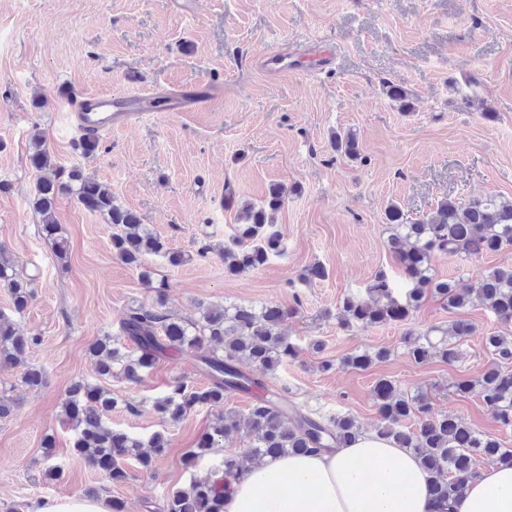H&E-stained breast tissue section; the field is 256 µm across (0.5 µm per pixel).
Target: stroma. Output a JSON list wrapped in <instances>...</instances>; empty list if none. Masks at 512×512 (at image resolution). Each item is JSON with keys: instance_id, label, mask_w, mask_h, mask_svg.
I'll use <instances>...</instances> for the list:
<instances>
[{"instance_id": "1", "label": "stroma", "mask_w": 512, "mask_h": 512, "mask_svg": "<svg viewBox=\"0 0 512 512\" xmlns=\"http://www.w3.org/2000/svg\"><path fill=\"white\" fill-rule=\"evenodd\" d=\"M317 45L331 57L311 74H272L259 64L283 49L302 59ZM469 76L482 84L484 110L464 101ZM198 83L221 91L192 112L143 113L133 126L101 135L94 156L75 150L81 133L68 118L69 94L158 96ZM389 84L412 93L411 112L397 110L385 94ZM37 94L48 99L40 109L32 105ZM35 129L55 168L79 169L106 186L188 262L173 267L149 256L142 268L125 265L112 253L104 218L68 194L55 206L68 248L58 258L29 203L39 177L29 162ZM348 130L359 141L355 161L330 145L332 133ZM273 184L287 190L278 215L284 254L259 270L225 273L221 250L236 211L222 200L231 193L256 202ZM489 195L512 199V0H0V246L34 278L21 315L0 286V314L39 339L0 370V394L16 406L0 422V512L75 496L162 512L172 492L214 478L223 454L245 451L237 439L185 468L218 410L197 407L178 423L162 422L152 402L175 381L208 383L192 361L163 357L142 382L107 383L139 404L133 414L115 409L113 426L144 439L167 435L154 469L108 486L73 452L62 402L71 383L96 379L89 346L119 334L127 309L153 302L161 281L169 285L167 310L184 319H197L204 304L296 305L282 331L299 355L264 382L287 389L306 410L347 414L374 431L373 386L383 377L512 448V429L500 427L478 394L453 391L456 380L478 379L493 363L485 336L512 339V324L478 304L448 310L436 297L401 323L349 330L339 323L344 298L363 295L377 271L401 277L387 245L389 205L417 221L443 199L465 205ZM205 243L211 250L202 258ZM315 263L326 277L301 281ZM499 266L512 267V246L436 255L432 273L475 289ZM459 320L476 332L460 341L454 364L409 358L408 333ZM381 347L390 357L369 370L342 362ZM31 366L44 370L42 388L23 386ZM48 437L54 447H44ZM51 466L58 477L47 476Z\"/></svg>"}]
</instances>
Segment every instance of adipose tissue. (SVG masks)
<instances>
[{
  "label": "adipose tissue",
  "mask_w": 512,
  "mask_h": 512,
  "mask_svg": "<svg viewBox=\"0 0 512 512\" xmlns=\"http://www.w3.org/2000/svg\"><path fill=\"white\" fill-rule=\"evenodd\" d=\"M411 451L368 432L333 452L265 458L232 482L224 512H436ZM455 512H512V461L469 482Z\"/></svg>",
  "instance_id": "obj_1"
}]
</instances>
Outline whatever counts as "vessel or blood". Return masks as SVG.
<instances>
[{
  "mask_svg": "<svg viewBox=\"0 0 512 512\" xmlns=\"http://www.w3.org/2000/svg\"><path fill=\"white\" fill-rule=\"evenodd\" d=\"M216 92V87L210 85L182 89L170 94L162 109L166 112H190ZM152 109L153 99L149 96L88 94L75 102L72 118L79 130L96 134L113 127H129Z\"/></svg>",
  "mask_w": 512,
  "mask_h": 512,
  "instance_id": "b4317fda",
  "label": "vessel or blood"
}]
</instances>
